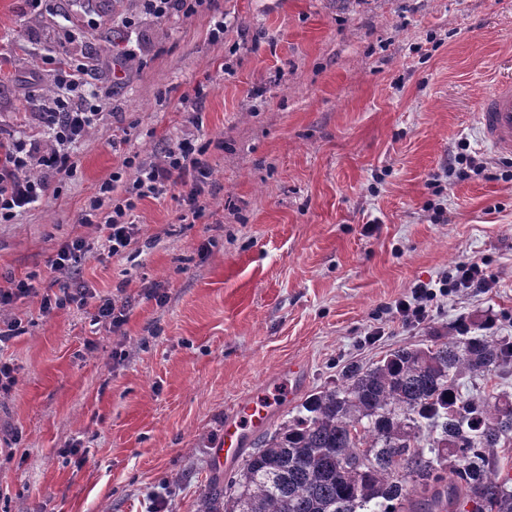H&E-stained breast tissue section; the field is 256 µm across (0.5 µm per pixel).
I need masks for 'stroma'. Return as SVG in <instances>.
Instances as JSON below:
<instances>
[{
	"label": "stroma",
	"instance_id": "1",
	"mask_svg": "<svg viewBox=\"0 0 512 512\" xmlns=\"http://www.w3.org/2000/svg\"><path fill=\"white\" fill-rule=\"evenodd\" d=\"M62 49L87 64L103 118L74 175L0 223V282L54 278L59 243L97 237L79 218L99 183L184 138L209 146L210 214L181 221L174 190L145 199L136 245L81 258L75 278L124 302L120 330L89 306L16 303L24 330L0 344L18 377L0 395V512H197L228 475L211 451L246 394L275 396L276 424L344 364L429 344L459 317L490 312L512 336V168L477 128L481 98L512 74V0H206L164 21L139 0H0V139L38 134L45 58ZM200 84L193 124L179 100ZM462 143L484 171L443 179ZM471 261L492 290L367 342L414 283ZM156 282L165 303L147 296ZM75 440L85 461L62 453Z\"/></svg>",
	"mask_w": 512,
	"mask_h": 512
}]
</instances>
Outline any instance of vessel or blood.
<instances>
[{"label":"vessel or blood","instance_id":"1","mask_svg":"<svg viewBox=\"0 0 512 512\" xmlns=\"http://www.w3.org/2000/svg\"><path fill=\"white\" fill-rule=\"evenodd\" d=\"M478 126L482 144L492 152L512 157V78L496 81L480 102ZM272 417L269 400L256 394L242 398L224 417V434L214 457L221 462L239 460L250 433L266 427Z\"/></svg>","mask_w":512,"mask_h":512}]
</instances>
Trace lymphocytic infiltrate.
Wrapping results in <instances>:
<instances>
[{
    "mask_svg": "<svg viewBox=\"0 0 512 512\" xmlns=\"http://www.w3.org/2000/svg\"><path fill=\"white\" fill-rule=\"evenodd\" d=\"M56 94L36 120L48 128L50 140L35 136L0 140V223L10 222L47 195L53 181L68 176L74 169L70 147L95 128L102 117L103 108L97 98L86 96L89 81L85 64L69 58L54 61ZM205 147L181 141L176 147L150 162L140 163L135 176L123 197H115L121 173H112L98 186V197L91 201L88 210L80 217L81 223L96 225L98 244L75 236L61 242L51 260L55 270L69 268L78 257L93 253L95 247L107 249L117 255L139 239L140 229L131 219L138 203L156 198L174 188H181V202L192 217L204 212L199 202L202 187L212 172L204 158ZM110 198V205H103V198ZM493 279L481 264H458L448 276L437 280L413 284L403 298L389 310L391 320L413 325L427 319L439 297L463 288L490 290ZM39 296L40 309L48 313L70 306L94 305L95 319L120 329L125 321V308L109 296L99 295L95 289L82 285H47L38 289L24 279H7L0 285V312L12 308L22 298Z\"/></svg>",
    "mask_w": 512,
    "mask_h": 512,
    "instance_id": "lymphocytic-infiltrate-1",
    "label": "lymphocytic infiltrate"
}]
</instances>
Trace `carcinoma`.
<instances>
[{"label":"carcinoma","instance_id":"carcinoma-1","mask_svg":"<svg viewBox=\"0 0 512 512\" xmlns=\"http://www.w3.org/2000/svg\"><path fill=\"white\" fill-rule=\"evenodd\" d=\"M489 315L448 339L348 363L213 479L198 512H512V393L467 391L512 369V338Z\"/></svg>","mask_w":512,"mask_h":512}]
</instances>
